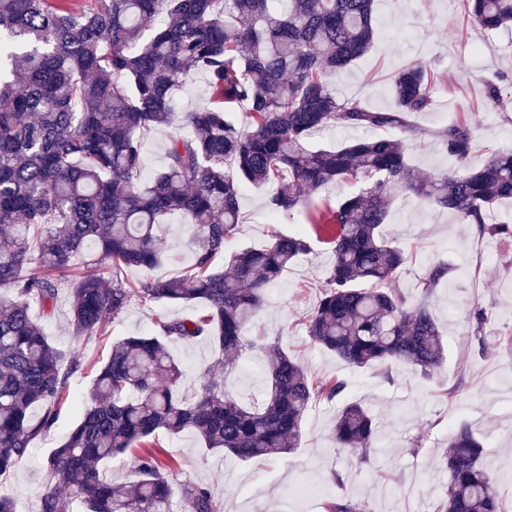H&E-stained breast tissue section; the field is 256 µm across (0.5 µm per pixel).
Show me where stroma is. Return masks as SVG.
<instances>
[{
    "label": "stroma",
    "mask_w": 512,
    "mask_h": 512,
    "mask_svg": "<svg viewBox=\"0 0 512 512\" xmlns=\"http://www.w3.org/2000/svg\"><path fill=\"white\" fill-rule=\"evenodd\" d=\"M378 36L372 50L348 69L330 75L329 84L342 98H356L376 109L392 106V75L405 64L420 61L438 75L428 110L414 114L426 134L408 141L410 164L422 172L452 170L454 160L431 130L453 120H467L475 134L471 158L480 165L488 150L512 147V101L503 108L487 105L488 84H512V30L486 32L464 13L461 0H376ZM351 191L330 183L312 194L305 207L273 217L265 191L244 188L245 216L224 241L225 254L260 247L272 233H303L310 250L289 267L267 292L264 309L247 330L257 347L241 352L225 388L242 402L259 399L263 366L271 346L296 356L312 379L345 381L342 400L320 402L308 412L301 442L288 454L262 462H243L223 453L204 452L194 435L162 438L163 458L173 484L206 485L223 512H326L329 501L342 497L359 512H439L446 477L437 458L451 434L472 426L485 443L487 463H498L497 478L505 512H512V345L483 348L474 334L473 312L485 309L489 336H512V245L478 236L471 225L458 223L448 211L416 198L397 201L381 227L383 236L410 254L399 286L419 300L418 282L437 264L449 267L447 279L428 298L427 306L447 346V360L431 376L411 374L401 364L349 366L314 344L303 319L313 308L331 249L318 239L310 222L313 213L330 209ZM170 258L153 270L128 268L124 280L175 277L192 263L193 230L181 217L169 221L164 243ZM51 316L40 323L48 340L71 352L81 367L69 381L71 399L63 405L54 428L32 444L31 451L10 475L0 477V492L14 497L17 512H37L48 483L42 461L78 419L84 397L113 340L150 332L158 317L189 315V307L132 300L106 335L74 339L68 329L70 279L61 277ZM366 406L377 419L381 436L364 457L336 446L332 427L347 403Z\"/></svg>",
    "instance_id": "1"
}]
</instances>
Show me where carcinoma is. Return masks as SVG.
<instances>
[{
  "label": "carcinoma",
  "mask_w": 512,
  "mask_h": 512,
  "mask_svg": "<svg viewBox=\"0 0 512 512\" xmlns=\"http://www.w3.org/2000/svg\"><path fill=\"white\" fill-rule=\"evenodd\" d=\"M374 2L91 0L76 11L60 0H0V476L53 428L80 368L32 314L35 305L51 316L60 274L77 270L69 320L76 338L105 335L134 298L196 309L158 318L149 335L112 341L78 423L43 462L50 482L38 512H72L76 502L80 512H173L176 496L181 512H220L207 487L169 481L156 435L191 433L209 452L266 459L296 448L310 408L345 391L339 378L310 380L281 350L266 362L260 402L246 405L224 390L234 357L255 346L246 326L268 288L309 249L301 234L275 232L218 265L225 238L244 222L245 184L269 188L279 217L328 183L372 180L317 220L333 229L332 260L305 318L307 335L353 367L402 363L427 377L442 366L444 341L427 305L397 287L409 255L380 228L395 200L415 196L482 235L512 241V225L489 223L494 205L512 199V148L472 166L475 138L463 120L435 131L453 170L411 169L406 142L423 129L410 117L428 108L434 84L422 62L395 73L389 109L336 96L327 75L370 52ZM462 3L485 31L512 27V0ZM195 73L209 105L184 112L177 93ZM173 125L189 132L171 137L161 170L146 176L145 135ZM328 126L383 134L311 146ZM173 215L194 230L190 269L124 281V269L162 262ZM447 275L435 266L418 283L421 295ZM203 340L216 355L199 387L185 391L168 344ZM377 435L361 405L338 413V447L364 455ZM137 445L135 480H104L99 465ZM438 467L448 473L442 512H504L483 440L468 427L450 437Z\"/></svg>",
  "instance_id": "cac0c4a2"
}]
</instances>
